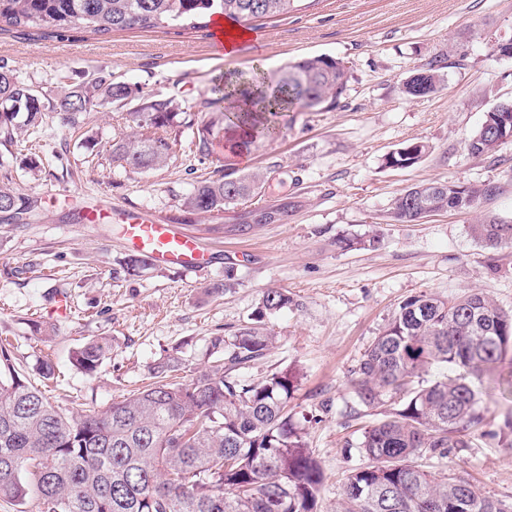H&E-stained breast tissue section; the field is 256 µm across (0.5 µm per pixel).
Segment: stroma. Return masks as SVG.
Segmentation results:
<instances>
[{"label":"stroma","mask_w":512,"mask_h":512,"mask_svg":"<svg viewBox=\"0 0 512 512\" xmlns=\"http://www.w3.org/2000/svg\"><path fill=\"white\" fill-rule=\"evenodd\" d=\"M237 54L217 53L211 29L126 30L101 38L88 32L59 38L44 31L0 32V65L47 97L63 87L112 77L142 96L173 99L194 125L208 120L216 82L230 71L277 77L289 62L328 54L350 68L349 90L322 112H294L281 136L238 156L216 138L208 156L190 152L191 127L167 135L166 166L135 173L113 163V139L129 133L127 107L109 105L77 125L50 113L23 132L0 158V182L31 205L24 223L0 222V339L17 366L32 373L52 358L53 401L70 411L104 407L148 382L167 355L181 360L185 381L207 360L210 340L228 337L250 318L263 291H288L297 305L273 315L276 345L245 369L256 378L293 368V403L307 419L306 441L325 477L316 512H333L336 493L366 459L354 446L379 410L356 404L350 371L400 303L422 292L440 297L478 289L512 313V243L485 246L472 225L496 218L512 224V140L494 157L466 148L485 112L512 98V57L496 53L512 40V0H305L288 15L252 21ZM445 61L437 92L405 96L415 70ZM413 141L429 153L408 169L385 167V156ZM36 169H29V161ZM262 175L260 196L220 216L192 214L183 202L193 184L225 165ZM491 180L498 193L477 209L443 212L415 224L389 221L403 190L428 181ZM291 203L286 222L255 223L258 211ZM94 205L114 215L77 223L72 213ZM134 211L181 226L211 255L193 274L155 266L115 278L130 248L121 213ZM376 236L366 249L344 238ZM232 273L236 286L211 292ZM52 334L41 340L32 321ZM112 354L94 375L76 371L71 351L98 337ZM484 432L455 448L442 465L482 496L512 503V390L480 389Z\"/></svg>","instance_id":"obj_1"}]
</instances>
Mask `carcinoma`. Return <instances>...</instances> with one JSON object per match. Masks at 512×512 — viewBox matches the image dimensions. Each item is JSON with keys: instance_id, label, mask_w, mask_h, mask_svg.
Instances as JSON below:
<instances>
[{"instance_id": "1", "label": "carcinoma", "mask_w": 512, "mask_h": 512, "mask_svg": "<svg viewBox=\"0 0 512 512\" xmlns=\"http://www.w3.org/2000/svg\"><path fill=\"white\" fill-rule=\"evenodd\" d=\"M300 0H0V30H81L108 35L130 29L208 27L215 14L246 25L274 18ZM349 69L329 55L303 56L287 64L272 84L255 74L224 77L221 99L250 100L243 112H215L197 127L189 146L210 152L224 138L242 152L279 129L287 113L322 112L348 90ZM440 87L435 65L403 84L409 97ZM136 98L124 82L102 78L75 84L50 100L13 70L0 65V146L17 142L46 112L76 124L77 116ZM486 112L467 143L469 154L491 156L505 134L501 114ZM137 131L113 140L112 161L146 172L173 158V142L161 131L175 124L173 100L150 98L129 113ZM429 152L421 141L385 158L395 169L414 166ZM262 178L232 167L196 182L184 205L192 214L220 215L260 192ZM499 191L491 180L427 182L395 196L387 218L415 223L440 211H470ZM7 184H0V219L24 221ZM489 247L512 242V224L472 225ZM153 263L131 253L124 277H140ZM296 305L287 291L263 292L249 322L230 340L216 336L223 355L204 362L191 380L174 382L180 359L169 356L151 370L152 382L100 409L71 413L54 405L19 372L0 346V502L18 512H316L324 484L306 442L304 423L290 409L298 372L293 368L245 379L239 371L262 361L276 340L266 318ZM512 351V314L487 294L471 290L441 298L421 292L404 300L385 329L351 370L360 406L393 408L364 428L358 451L368 464L353 470L335 512H512L477 494L447 470L424 469L450 448H468L483 416L474 383L492 379ZM112 354V339H91L72 351L71 363L91 375ZM445 365L454 378L424 379Z\"/></svg>"}]
</instances>
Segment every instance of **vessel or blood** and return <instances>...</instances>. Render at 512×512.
I'll list each match as a JSON object with an SVG mask.
<instances>
[{
    "label": "vessel or blood",
    "mask_w": 512,
    "mask_h": 512,
    "mask_svg": "<svg viewBox=\"0 0 512 512\" xmlns=\"http://www.w3.org/2000/svg\"><path fill=\"white\" fill-rule=\"evenodd\" d=\"M125 240L161 266L194 271L204 268L208 261L207 252L195 236L182 232L176 225L136 214L125 217Z\"/></svg>",
    "instance_id": "1"
}]
</instances>
